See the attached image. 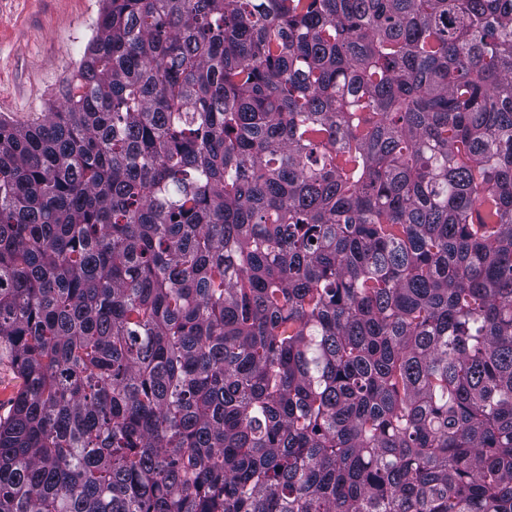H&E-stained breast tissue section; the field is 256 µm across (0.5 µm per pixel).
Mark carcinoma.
I'll return each instance as SVG.
<instances>
[{
  "instance_id": "cac0c4a2",
  "label": "carcinoma",
  "mask_w": 512,
  "mask_h": 512,
  "mask_svg": "<svg viewBox=\"0 0 512 512\" xmlns=\"http://www.w3.org/2000/svg\"><path fill=\"white\" fill-rule=\"evenodd\" d=\"M0 118V512H512V0H103ZM22 380L6 360L0 362V414L7 413V401L21 387Z\"/></svg>"
}]
</instances>
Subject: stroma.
Listing matches in <instances>:
<instances>
[{
	"label": "stroma",
	"mask_w": 512,
	"mask_h": 512,
	"mask_svg": "<svg viewBox=\"0 0 512 512\" xmlns=\"http://www.w3.org/2000/svg\"><path fill=\"white\" fill-rule=\"evenodd\" d=\"M102 0H0V118L58 106L96 32Z\"/></svg>",
	"instance_id": "stroma-1"
}]
</instances>
